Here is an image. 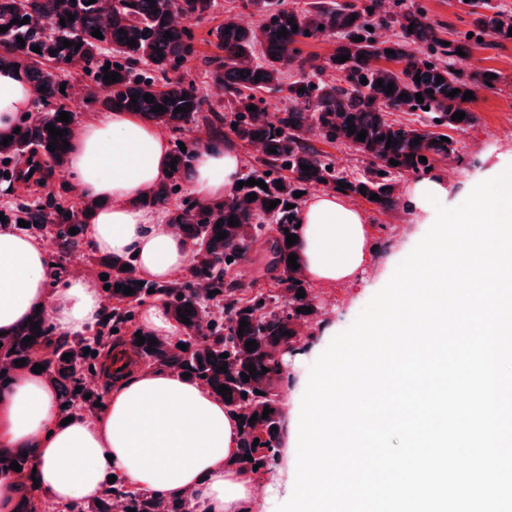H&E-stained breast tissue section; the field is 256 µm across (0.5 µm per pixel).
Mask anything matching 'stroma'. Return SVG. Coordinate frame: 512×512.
Returning <instances> with one entry per match:
<instances>
[{
	"label": "stroma",
	"mask_w": 512,
	"mask_h": 512,
	"mask_svg": "<svg viewBox=\"0 0 512 512\" xmlns=\"http://www.w3.org/2000/svg\"><path fill=\"white\" fill-rule=\"evenodd\" d=\"M423 6L431 20L440 25L444 38L454 39L473 28V18L467 15L460 0H398V9L412 4ZM237 14L246 24L258 22L257 12L246 0H215L211 12L199 19L189 20L197 54L180 69L185 80L194 82L201 94L213 104H221L223 97L213 89L203 60L216 54L213 30L224 20L225 12ZM468 68L492 69L500 80L492 89H479L470 102L479 120L466 132L454 134L455 155L432 164L431 175L448 180L452 190L449 207L460 205L472 189L487 180L497 165L512 162V41L499 50L477 49L467 63ZM366 216L370 228L371 252L367 259L365 282L318 289L321 315L304 339L300 354L286 357L289 381L279 388L280 398L301 399L310 368L332 339L348 329L371 298L391 278L397 265L411 252L423 227L411 223L412 203L408 196H400L395 210L383 212L365 199L352 200ZM273 247L268 236L253 242L243 261L233 265L228 276L245 289L252 291L283 292L284 286L276 280L273 268Z\"/></svg>",
	"instance_id": "35a3bbf8"
}]
</instances>
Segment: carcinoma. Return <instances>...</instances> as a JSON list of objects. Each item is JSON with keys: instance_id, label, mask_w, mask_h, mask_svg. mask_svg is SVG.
I'll list each match as a JSON object with an SVG mask.
<instances>
[{"instance_id": "obj_1", "label": "carcinoma", "mask_w": 512, "mask_h": 512, "mask_svg": "<svg viewBox=\"0 0 512 512\" xmlns=\"http://www.w3.org/2000/svg\"><path fill=\"white\" fill-rule=\"evenodd\" d=\"M260 16V21L251 26L242 24L237 17L229 15L224 23L212 31L220 53L204 59L214 85L231 98L233 112L231 119L213 108H204L206 100L198 95L193 84L186 83L177 71L182 64L196 54L193 36L186 25L193 17L207 14L214 7V0H0V68L17 67L35 87V106L38 111L20 123V132L13 134V140L1 145L0 137V184H11L17 178L18 159L34 149L30 157L40 155L52 162L53 168L63 172L66 167L68 150L63 141L71 140L74 116L70 122L59 121V113L68 111L64 101L69 94L61 92L65 80L51 72L52 66L61 69H78L88 77L85 85L87 95L94 97L100 91H109L103 105L109 110L124 112L138 111L145 121L167 129L181 142L183 132L194 125H203L205 134L213 144L224 142V130H229L238 140L252 146L260 144L263 150L256 162L264 167L262 174L252 178L264 182L268 189L257 185L235 189L222 203L203 205L195 203L168 211L167 222L177 227L182 236L193 246L194 256L188 274L172 285H162L144 279L129 258L109 255L100 259L110 285L107 295L116 301L108 313V321L101 323V329L94 336L80 341L66 336H57L45 318L38 314L32 321L39 323V332L33 333L32 326H21L10 335L0 337V386L19 369L15 361L26 360L25 367L38 363L45 366L43 374L58 387L66 411L93 412L94 403L100 401V394L94 384L97 374L98 357L92 352L101 351L112 330H123L133 322L136 309L146 300L161 301L171 317L180 326L183 336L171 343L158 336L145 333L146 343L137 345L135 335L128 336L129 345L152 365L162 366L179 374H189V380L199 383L212 393H218V386L225 385L232 392L231 401L224 407L241 416L238 464L251 470L259 465L258 471L267 472L274 468L279 459L283 434V406L278 398L277 386L283 380L286 370L284 359L277 351L287 349L292 355L301 350L299 342L303 331L316 322L319 308L312 302L308 283L300 271L289 267L288 255L295 253V247L286 244V233L295 234L296 214L301 199L294 197L298 191L306 192L315 186H329L346 196L371 197L376 193L380 200L372 204L381 211H392L398 206L394 194L392 177L402 172H417L426 169L437 159H446L454 154V142L441 140L438 133L414 128L388 119V109L394 107L424 111L429 107L433 119L440 121L457 132H464L478 117L465 107L463 95L495 84L498 79L489 77L493 70H473L464 73L456 64L467 61L473 48L497 50L503 42L512 39V12L499 10L489 0H470L466 3L475 16L474 29L458 39L445 41L440 26L430 19L421 6L396 14L387 0H346L342 4L329 6L316 3L307 8L273 5L270 0H249ZM73 20L60 25V19L67 14ZM26 24H19L23 18ZM18 23H12V20ZM298 29H292V25ZM323 29H318V26ZM373 30H367V27ZM413 30H408V27ZM396 27L399 33L393 38L380 39L378 31ZM100 29L103 38L92 35ZM127 32L123 37L118 30ZM285 30L287 35L278 32ZM170 32L172 37L165 36ZM330 33L338 36L335 52L326 63L313 66L319 73L327 69L337 71L341 76L339 84L311 85L302 79L287 85L289 105L282 112L273 115L259 110L250 111L255 103L254 93L284 85V64L297 58L295 44L308 37ZM22 37L25 45L18 43ZM73 43L63 47V40ZM133 39L136 46L126 41ZM412 44H424L430 55L420 57L410 50ZM40 47V52L33 47ZM392 53H386V50ZM54 54H49V51ZM464 55H458V51ZM264 61H255V53ZM364 58H359V55ZM349 56L345 62L341 56ZM394 62L398 68L380 65V61ZM120 74L118 81L106 83L103 68ZM261 74L260 81L255 75ZM421 81H415V76ZM442 76L443 81L436 80ZM367 83H362V79ZM383 80V86L376 85ZM394 84L393 93L385 92V86ZM45 90H40V87ZM304 92H299V89ZM457 89L453 97L448 93ZM421 94L424 102L416 99ZM154 96L148 103L144 95ZM408 95V99L401 95ZM137 102H131V98ZM163 105L167 111L155 113L152 108ZM185 107L187 111L177 113L175 108ZM465 113V118L452 120L456 112ZM353 131H348V125ZM52 125L65 131L63 137L51 138L46 126ZM366 131V139H357V133ZM320 136L329 143H340L353 148L370 160L369 175L363 179L350 180L336 172L332 161L321 156L311 145V138ZM392 136L391 147L380 136ZM419 143H413L414 139ZM55 151L47 148L52 141ZM276 152L270 153L268 149ZM427 162L422 163L419 157ZM399 165L393 166L390 160ZM170 160L175 170L169 179L156 185L144 198V203L161 207L177 193L176 180L192 170L194 150L181 151L174 146ZM307 165L306 172L301 166ZM283 189H277V183ZM345 187H340V184ZM365 191H360V187ZM254 193L257 198L250 201L247 195ZM279 204L269 210V202ZM292 204L294 208L286 209ZM92 205L85 204L76 211L55 197L52 188L34 201H18L15 205L0 210L9 224L20 220L29 223L23 231L38 234L51 225L63 255L79 250L84 240V228ZM237 225H229V217ZM221 228H216V225ZM77 228V233L69 229ZM272 230L276 266L280 268V281L288 284L282 295L256 293L245 296L243 288L227 279V268L244 260L253 240ZM227 236L217 240V232ZM232 261H227V258ZM130 269H123V265ZM133 288L131 295L115 286ZM154 292H149V289ZM305 296L297 297L299 289ZM214 295H209V292ZM302 307L311 312H296ZM191 310L190 324L183 323L178 310ZM248 325L240 327L241 321ZM243 334H238V330ZM34 336L31 343L22 339ZM157 344L151 346L149 341ZM254 341L257 346L246 351L245 343ZM187 346L182 350L179 345ZM90 354H84V349ZM66 353L72 354L64 359ZM228 357L223 358L221 354ZM255 366V374H249V365ZM226 367V371L219 367ZM268 372H263V368ZM249 375L243 381L242 374ZM261 394H256V391ZM91 398H85L86 394ZM273 409L268 418H262L265 408ZM256 421L249 422L251 417ZM258 445H253L254 440ZM251 459L246 460L244 456ZM21 466L25 473L30 468L29 458L21 452H0V469H8L11 462ZM126 500L124 512H190V503L182 497L164 498L154 493L133 490L125 479L116 480L105 493L88 503H73L66 506L67 512H112V498ZM101 505H96V502Z\"/></svg>"}]
</instances>
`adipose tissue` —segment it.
<instances>
[{"label": "adipose tissue", "mask_w": 512, "mask_h": 512, "mask_svg": "<svg viewBox=\"0 0 512 512\" xmlns=\"http://www.w3.org/2000/svg\"><path fill=\"white\" fill-rule=\"evenodd\" d=\"M34 91L24 75L0 71V134L30 112ZM171 144L156 125L132 112H97L70 141L67 169L77 198L93 204L90 247L133 258L140 274L178 280L193 247L158 208L140 200L169 173ZM243 172L233 146L196 147L190 187L203 204L223 201ZM296 252L305 279L327 287L348 283L367 259L364 214L336 192H318L300 207ZM106 310L90 272L56 281L50 252L37 238L0 226V334L42 312L53 331L86 337ZM239 423L222 399L161 367L126 364L112 377L93 414L64 422L57 388L42 373L14 372L0 388V448L30 455L34 476L0 470V512H19L31 491L62 507L100 495L108 476L123 474L140 489L186 498L193 512H257L279 484L236 462Z\"/></svg>", "instance_id": "ef3b65f1"}]
</instances>
